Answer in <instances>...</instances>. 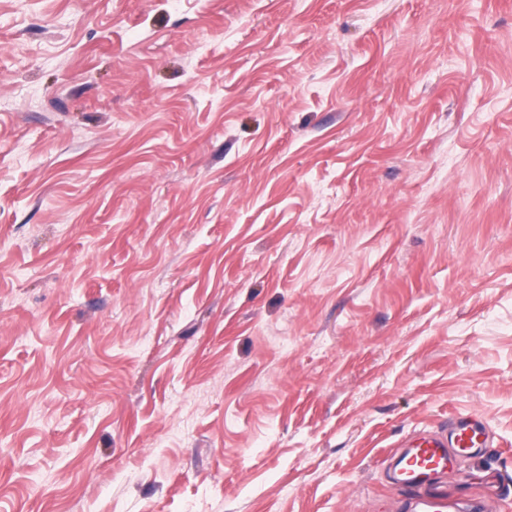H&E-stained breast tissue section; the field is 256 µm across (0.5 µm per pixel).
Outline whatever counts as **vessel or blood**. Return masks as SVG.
<instances>
[{"label":"vessel or blood","mask_w":512,"mask_h":512,"mask_svg":"<svg viewBox=\"0 0 512 512\" xmlns=\"http://www.w3.org/2000/svg\"><path fill=\"white\" fill-rule=\"evenodd\" d=\"M494 434L476 414H461L435 430L408 437L391 456L390 485L407 492L405 512H457L456 503L436 485L458 461L475 458L491 447Z\"/></svg>","instance_id":"obj_1"}]
</instances>
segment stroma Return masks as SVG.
<instances>
[{
    "label": "stroma",
    "instance_id": "35a3bbf8",
    "mask_svg": "<svg viewBox=\"0 0 512 512\" xmlns=\"http://www.w3.org/2000/svg\"><path fill=\"white\" fill-rule=\"evenodd\" d=\"M512 512V0H0V512ZM494 434L476 414H460L433 431L408 437L391 455L390 485L412 493L401 510L457 512L456 503L436 491L439 480L458 460L475 458L490 448Z\"/></svg>",
    "mask_w": 512,
    "mask_h": 512
}]
</instances>
